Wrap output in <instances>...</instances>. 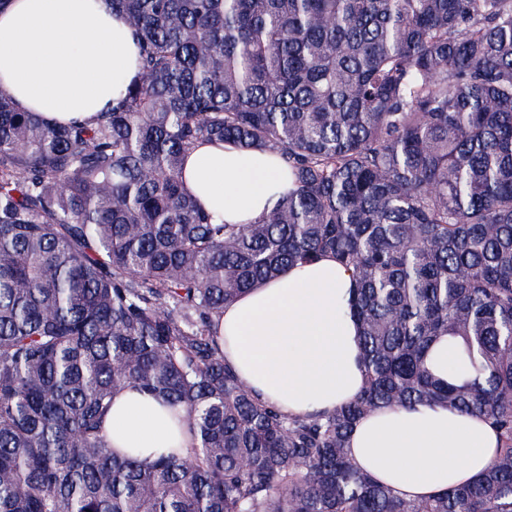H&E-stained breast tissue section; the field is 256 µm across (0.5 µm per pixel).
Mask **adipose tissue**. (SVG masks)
Wrapping results in <instances>:
<instances>
[{
  "instance_id": "1",
  "label": "adipose tissue",
  "mask_w": 512,
  "mask_h": 512,
  "mask_svg": "<svg viewBox=\"0 0 512 512\" xmlns=\"http://www.w3.org/2000/svg\"><path fill=\"white\" fill-rule=\"evenodd\" d=\"M136 36L112 0H9L0 9V94L50 121H90L118 102L137 72ZM184 184L217 221L251 224L288 191L281 159L228 143L199 144ZM351 269L332 256L294 266L224 309V359L260 400L284 414L329 412L363 388ZM113 448L156 455L190 444L155 398L116 393L105 423ZM499 437L477 414L447 405L383 408L349 438L353 462L403 497L425 499L483 473Z\"/></svg>"
}]
</instances>
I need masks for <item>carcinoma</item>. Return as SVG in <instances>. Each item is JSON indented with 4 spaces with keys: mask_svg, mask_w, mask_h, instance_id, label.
Instances as JSON below:
<instances>
[{
    "mask_svg": "<svg viewBox=\"0 0 512 512\" xmlns=\"http://www.w3.org/2000/svg\"><path fill=\"white\" fill-rule=\"evenodd\" d=\"M139 78L92 124L0 95V512H512V0H112ZM280 157L294 189L224 224L190 151ZM324 255L352 269L366 381L287 416L215 322ZM448 340V378L432 347ZM136 387L189 448L103 433ZM479 414L472 483L399 497L349 457L379 408Z\"/></svg>",
    "mask_w": 512,
    "mask_h": 512,
    "instance_id": "carcinoma-1",
    "label": "carcinoma"
}]
</instances>
